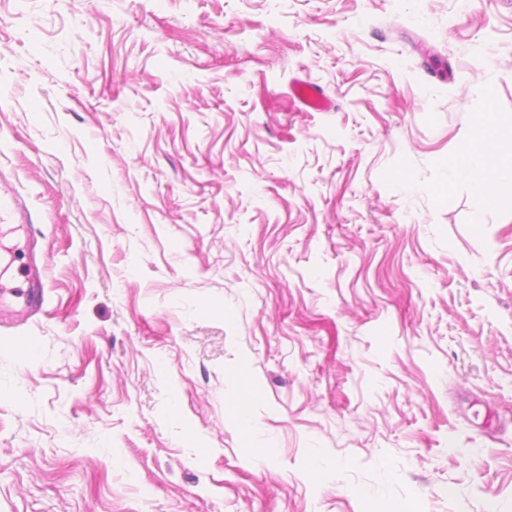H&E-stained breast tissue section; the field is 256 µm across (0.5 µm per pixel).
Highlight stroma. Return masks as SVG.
Here are the masks:
<instances>
[{"label": "stroma", "mask_w": 512, "mask_h": 512, "mask_svg": "<svg viewBox=\"0 0 512 512\" xmlns=\"http://www.w3.org/2000/svg\"><path fill=\"white\" fill-rule=\"evenodd\" d=\"M488 86L512 0H0V512H512ZM484 96L485 111L474 114L459 149L448 157V189L464 179L486 207L495 209L504 202L500 179L512 176V125L506 129L494 112L491 87ZM6 210L12 219V223L0 225V243L3 240L9 239L18 230L16 224H27L29 221V213L26 209L25 204L20 198L11 195L9 198L0 197V223H1V212ZM0 302L2 312V299L5 294H11L15 298L22 299V312L24 315L31 317L37 314L43 307L44 292L40 287V280L32 281L27 289L16 290L8 289L1 284Z\"/></svg>", "instance_id": "obj_1"}]
</instances>
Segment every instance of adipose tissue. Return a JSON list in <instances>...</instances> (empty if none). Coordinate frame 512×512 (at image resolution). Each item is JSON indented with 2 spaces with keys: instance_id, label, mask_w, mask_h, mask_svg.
Returning <instances> with one entry per match:
<instances>
[{
  "instance_id": "adipose-tissue-1",
  "label": "adipose tissue",
  "mask_w": 512,
  "mask_h": 512,
  "mask_svg": "<svg viewBox=\"0 0 512 512\" xmlns=\"http://www.w3.org/2000/svg\"><path fill=\"white\" fill-rule=\"evenodd\" d=\"M512 174V129H506L493 107L475 113L459 149L448 158V178L468 181L484 205L504 202L499 181Z\"/></svg>"
}]
</instances>
